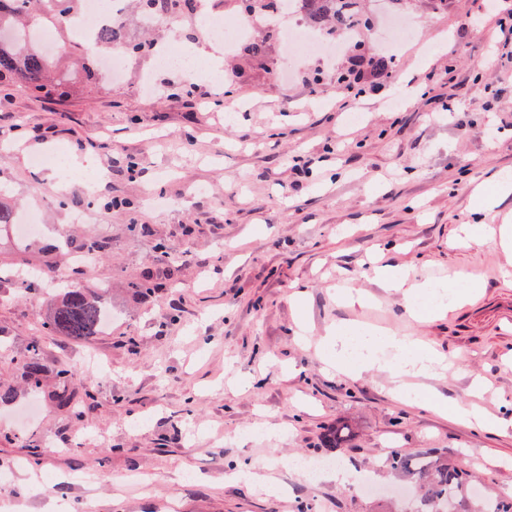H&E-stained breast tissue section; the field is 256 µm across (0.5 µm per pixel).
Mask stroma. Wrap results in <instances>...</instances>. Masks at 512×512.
Wrapping results in <instances>:
<instances>
[{
  "label": "stroma",
  "mask_w": 512,
  "mask_h": 512,
  "mask_svg": "<svg viewBox=\"0 0 512 512\" xmlns=\"http://www.w3.org/2000/svg\"><path fill=\"white\" fill-rule=\"evenodd\" d=\"M373 18L367 55L396 23L415 28L394 54L392 76L362 97L337 83L353 46L324 59L261 27L225 55L224 76L159 68L153 53L126 58L110 85L72 96L0 89V189L18 211L39 215V237L0 225V512H399L394 488L410 478L388 455L435 448L478 479L480 496L512 488V279L492 247H453L482 220L475 181L512 173V69L482 66L498 54L485 0H362ZM478 24H470L473 16ZM196 12L126 36L196 42ZM261 53H253V43ZM153 70L154 93L140 77ZM91 155L57 195L34 156ZM89 211L86 223L74 214ZM105 238L89 270L70 246ZM444 285L452 273L477 283L468 301L412 318L380 288L372 259ZM177 268L167 277L168 268ZM154 293L137 294L144 270ZM38 288L71 279L107 288L112 321L86 343L50 335ZM364 293L366 306L337 298ZM339 326L418 337L448 362L418 377L420 393L449 407L477 405L497 418L478 429L423 403L394 399L387 374L347 375L326 366L321 341ZM51 368L83 369L97 405L82 418L59 409L53 379L31 393L21 359L31 342ZM97 354L112 369H84ZM347 426L340 448L325 434ZM39 458H32L31 447ZM332 460L371 473L377 492L307 479L298 459ZM245 468L270 483L232 479Z\"/></svg>",
  "instance_id": "obj_1"
}]
</instances>
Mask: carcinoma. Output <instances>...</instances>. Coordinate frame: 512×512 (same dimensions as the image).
I'll return each mask as SVG.
<instances>
[{"instance_id": "1", "label": "carcinoma", "mask_w": 512, "mask_h": 512, "mask_svg": "<svg viewBox=\"0 0 512 512\" xmlns=\"http://www.w3.org/2000/svg\"><path fill=\"white\" fill-rule=\"evenodd\" d=\"M79 0H0V85L14 81L25 83L34 93L65 96L74 87L77 72L68 69L52 72L51 57L40 45L23 37L25 30L58 18H68ZM303 6L306 16L321 28L332 22V30L350 32L365 28L366 16L360 13L358 0H293ZM191 0H145L143 13L154 17L174 11L190 10ZM101 43L125 53L140 52L142 45L125 40L121 19L112 21ZM92 43L76 41L70 45L67 56L83 61L82 81L90 85L100 82L93 68ZM102 289L71 283L58 289L50 300V314L45 328L51 334L65 336L75 342H84L104 329L106 306L101 299ZM40 345L34 342L22 365V374L28 383L39 387L46 377L47 368L39 357ZM57 390L54 402L68 407L76 417L94 406L93 387L80 391L72 388L77 372L59 368L55 372ZM389 460L393 468L414 479L417 498L405 512H459L457 505L472 492L465 482L464 472L457 465L436 456V450L426 448L415 455L392 453Z\"/></svg>"}]
</instances>
